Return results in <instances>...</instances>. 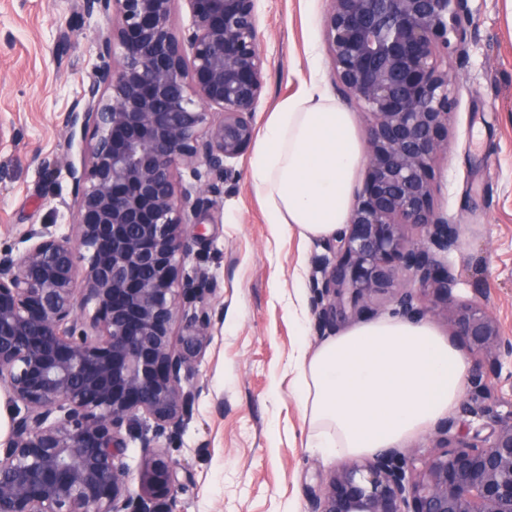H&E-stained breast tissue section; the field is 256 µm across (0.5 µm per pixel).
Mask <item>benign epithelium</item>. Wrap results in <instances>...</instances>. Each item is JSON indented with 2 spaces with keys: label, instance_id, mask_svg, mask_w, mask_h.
<instances>
[{
  "label": "benign epithelium",
  "instance_id": "1",
  "mask_svg": "<svg viewBox=\"0 0 512 512\" xmlns=\"http://www.w3.org/2000/svg\"><path fill=\"white\" fill-rule=\"evenodd\" d=\"M328 2L336 85L368 117L367 180L313 278L318 328L380 297L410 322L443 316L475 357L464 412L480 424L448 420L443 452L421 462L387 450L340 464L310 512H512V411H498L489 382L512 339L487 308L452 299L439 255L457 247L458 225L436 212L431 177L455 106L441 51L467 42L469 0ZM82 7L118 22L99 33L100 65L63 121L80 163L40 159L45 172L67 167L76 221L64 234L30 227L19 253L0 248V386L15 412L0 441V512H176L192 477L159 440L180 434L200 391L213 320L209 277L183 269L227 162L255 135L269 64L258 0ZM181 167L207 179L178 193ZM130 439L143 452L135 483Z\"/></svg>",
  "mask_w": 512,
  "mask_h": 512
}]
</instances>
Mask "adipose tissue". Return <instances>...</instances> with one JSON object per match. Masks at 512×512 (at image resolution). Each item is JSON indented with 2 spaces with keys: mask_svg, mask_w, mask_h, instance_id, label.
Here are the masks:
<instances>
[{
  "mask_svg": "<svg viewBox=\"0 0 512 512\" xmlns=\"http://www.w3.org/2000/svg\"><path fill=\"white\" fill-rule=\"evenodd\" d=\"M363 159L353 113L313 80L271 112L248 174L275 232L327 238L349 221ZM295 368L308 447L347 460L400 447L448 417L470 364L430 323L386 316L299 350Z\"/></svg>",
  "mask_w": 512,
  "mask_h": 512,
  "instance_id": "adipose-tissue-1",
  "label": "adipose tissue"
}]
</instances>
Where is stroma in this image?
Instances as JSON below:
<instances>
[{
	"label": "stroma",
	"instance_id": "1",
	"mask_svg": "<svg viewBox=\"0 0 512 512\" xmlns=\"http://www.w3.org/2000/svg\"><path fill=\"white\" fill-rule=\"evenodd\" d=\"M471 39L450 52L457 104L446 157L433 167L437 211L460 227L447 254L459 300L484 303L512 337V27L504 0H469ZM326 0H259L265 90L255 114L270 112L310 76L317 44L319 77L334 82L322 27ZM108 18L85 14L80 0H0V246L23 250L30 225L67 231L75 220L66 171L49 175L40 156L65 153L63 117L96 71V35ZM250 157L232 163L221 192L190 241L185 273L206 272L216 286L212 336L199 363L202 387L167 453L192 481L177 512H309L334 467L307 447L303 414L291 397L289 365L299 342L317 348L315 318L299 338L288 313L296 278L311 281L326 242L275 235L248 178Z\"/></svg>",
	"mask_w": 512,
	"mask_h": 512
}]
</instances>
